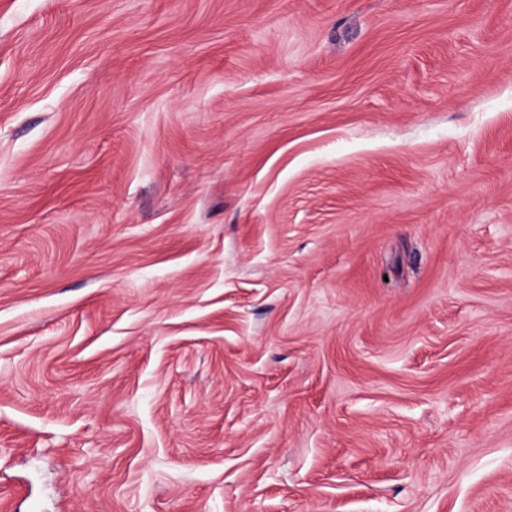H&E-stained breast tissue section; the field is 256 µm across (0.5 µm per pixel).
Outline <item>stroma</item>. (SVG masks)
Instances as JSON below:
<instances>
[{"mask_svg": "<svg viewBox=\"0 0 512 512\" xmlns=\"http://www.w3.org/2000/svg\"><path fill=\"white\" fill-rule=\"evenodd\" d=\"M0 512H512V0H0Z\"/></svg>", "mask_w": 512, "mask_h": 512, "instance_id": "35a3bbf8", "label": "stroma"}]
</instances>
